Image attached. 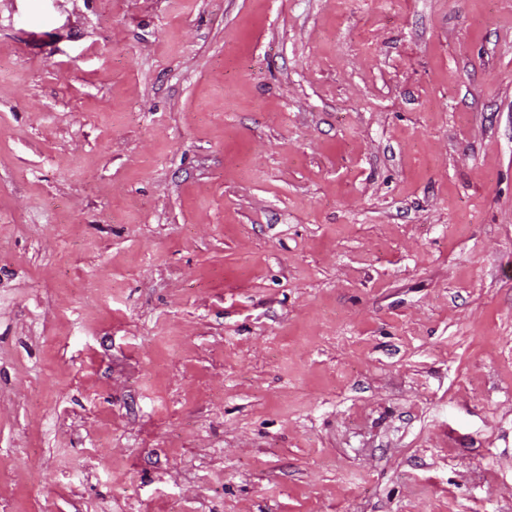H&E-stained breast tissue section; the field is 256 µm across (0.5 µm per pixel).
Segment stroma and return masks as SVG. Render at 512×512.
Listing matches in <instances>:
<instances>
[{"label":"stroma","instance_id":"stroma-1","mask_svg":"<svg viewBox=\"0 0 512 512\" xmlns=\"http://www.w3.org/2000/svg\"><path fill=\"white\" fill-rule=\"evenodd\" d=\"M0 512H512V0H0Z\"/></svg>","mask_w":512,"mask_h":512}]
</instances>
